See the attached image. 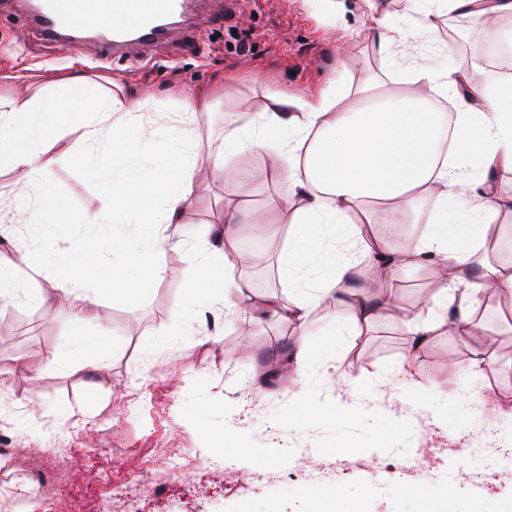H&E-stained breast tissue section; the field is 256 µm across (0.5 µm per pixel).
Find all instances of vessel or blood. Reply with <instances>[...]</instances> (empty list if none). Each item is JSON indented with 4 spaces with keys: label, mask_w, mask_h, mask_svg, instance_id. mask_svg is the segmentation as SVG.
<instances>
[{
    "label": "vessel or blood",
    "mask_w": 512,
    "mask_h": 512,
    "mask_svg": "<svg viewBox=\"0 0 512 512\" xmlns=\"http://www.w3.org/2000/svg\"><path fill=\"white\" fill-rule=\"evenodd\" d=\"M186 0H36L33 22L53 40L99 35L101 60H137L184 19Z\"/></svg>",
    "instance_id": "b4317fda"
}]
</instances>
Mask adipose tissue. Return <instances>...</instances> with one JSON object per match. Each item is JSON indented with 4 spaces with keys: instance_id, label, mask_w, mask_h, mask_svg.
Returning a JSON list of instances; mask_svg holds the SVG:
<instances>
[{
    "instance_id": "ef3b65f1",
    "label": "adipose tissue",
    "mask_w": 512,
    "mask_h": 512,
    "mask_svg": "<svg viewBox=\"0 0 512 512\" xmlns=\"http://www.w3.org/2000/svg\"><path fill=\"white\" fill-rule=\"evenodd\" d=\"M412 2L422 22L377 17L387 31L382 52L433 32L434 13L448 11L471 17L488 37L512 48V29L497 24L512 16V0ZM408 72L403 88L381 92L369 80L351 99L333 84L316 96L272 90L270 110L244 112L243 124L224 132L225 158L270 151L278 183L273 205L281 221L249 219L243 206L225 208L224 244L196 251L197 264L219 282L225 315H272L295 327L296 373L309 365L307 325L322 302L336 300L344 311L321 331V351L332 359L347 332L370 326L389 307L392 282L427 263L436 267L435 307L408 317L406 326L419 343L448 335L468 346V360L454 366L461 378L488 363L484 345L472 339V313L487 291L512 292V264L488 257L502 235L498 215L512 214V197H498L493 184L496 171L512 170V76L478 87L448 77L426 59ZM450 94L459 104L451 115L439 108L440 98ZM178 103L176 117L162 123L137 94L85 75L48 87L24 79L0 91V164L15 173L11 183L0 184V218L23 214L32 224L67 223L69 203L47 177L50 150L75 132L90 144L112 141V166L98 181L102 207L85 218L89 231L68 253L54 235L34 244L56 261L55 290L92 284L87 303L93 306L105 284L150 287L165 273L157 254L184 249L161 227L180 223L191 201L201 171L190 151L198 136L192 125L215 103L187 90ZM447 127L452 135L445 145ZM366 204L393 223L415 225L418 235L396 249L365 236L356 216ZM248 221L266 238L288 233L279 271L299 292L286 302L258 306L251 300L246 274L255 256L234 246L237 225ZM366 257L374 266L363 281L359 265Z\"/></svg>"
}]
</instances>
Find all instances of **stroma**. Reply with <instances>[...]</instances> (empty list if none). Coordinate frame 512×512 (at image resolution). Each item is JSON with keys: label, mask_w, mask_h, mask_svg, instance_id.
Masks as SVG:
<instances>
[{"label": "stroma", "mask_w": 512, "mask_h": 512, "mask_svg": "<svg viewBox=\"0 0 512 512\" xmlns=\"http://www.w3.org/2000/svg\"><path fill=\"white\" fill-rule=\"evenodd\" d=\"M215 16L176 30L147 47L141 62L96 63L97 40L75 49L45 39L14 8L0 10V85L22 77L46 83L73 72L104 76L136 90L149 109L175 110L178 89L216 92L234 80L238 98L255 111L265 91L314 94L337 79L355 95L366 76L398 86L412 60L433 56L439 67L484 86L498 76L486 37L462 23V42L449 45L448 29L461 23L450 12L437 17L434 38L381 53L376 13L409 16L408 0H210ZM238 99L219 103L200 118L196 154L224 142V130L241 124ZM50 180L68 198L71 222L27 223L25 216L0 223V261L16 259L22 245L52 230L82 235L83 218L101 202L92 169L112 162V144L87 148L79 134L55 145ZM224 221V171L208 167L181 224L166 233L196 246ZM283 240L262 241L261 263L250 272L256 296L287 299L279 274ZM164 276L133 294L102 293L99 317L88 334L108 330V365L80 367L70 350L71 316L86 304L87 289L58 299L50 280L55 265L41 261L33 287L41 301L19 294L0 310V360L23 356L26 373L0 386V402L14 408L11 435L23 450L45 455L57 494L70 512H335V486L349 492L355 512H441L455 492L460 512H512V478L480 477L467 442L453 436L471 428V416L454 415L469 393L479 391L512 407V334L500 332L507 305L488 303L475 334L486 340L493 361L462 381L449 361L469 351L444 336L421 346L406 316L434 304V266L407 271L391 291L400 309L377 317L361 336L347 337L329 367L318 352L327 315L312 314L314 354L306 375L311 391L278 378L260 385L268 360L281 357L295 339L292 325L270 318L255 323L229 319L219 290L181 253L159 254ZM58 353L47 363L48 353ZM439 385L429 388L428 378ZM361 404L362 420H334L336 403ZM180 472H172V464ZM413 487L403 495L401 485Z\"/></svg>", "instance_id": "stroma-1"}]
</instances>
